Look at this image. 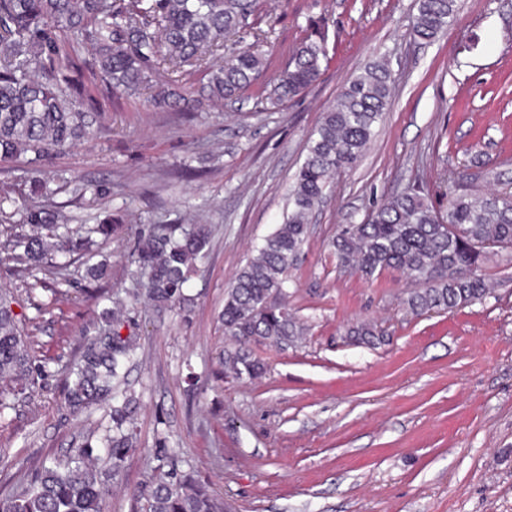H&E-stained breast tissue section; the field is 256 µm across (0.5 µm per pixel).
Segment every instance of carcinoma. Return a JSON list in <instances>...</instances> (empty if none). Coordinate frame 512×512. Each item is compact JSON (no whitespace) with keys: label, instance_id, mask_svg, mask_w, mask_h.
I'll return each instance as SVG.
<instances>
[{"label":"carcinoma","instance_id":"1","mask_svg":"<svg viewBox=\"0 0 512 512\" xmlns=\"http://www.w3.org/2000/svg\"><path fill=\"white\" fill-rule=\"evenodd\" d=\"M457 0H417L414 31L433 40L457 11ZM258 0H0V160L36 164L29 191L47 190L42 168L89 140L104 107L147 91L154 106L169 112H199L212 104L254 95L282 104L305 92L328 64L325 36L304 40L284 70L266 78L274 45L255 27ZM254 41L228 48L226 41ZM196 74L206 82L194 88ZM387 63L375 60L351 80L325 110L294 174L287 220L264 240L240 268L224 298V332L239 348L224 353V366L238 377L260 375L264 364L245 345L253 340L286 347L300 326L288 306L273 298L284 291L288 271L309 235V216L333 188L336 174L357 167L375 125L392 97ZM467 169L449 173L448 204L438 210L415 187L390 196L361 221L333 239L341 266L366 280L385 270H403L416 288L405 300L415 316L450 311L487 295L477 274L480 260L495 250L512 251V190L472 191L463 185ZM22 189L0 185V235L8 249L0 263L13 268L28 294L38 289L47 310L57 300L56 282L36 276L58 254L90 259L94 236L112 235V217L88 227L69 228L58 209L27 207L22 223L3 208ZM208 231L194 225L175 236L158 226L140 240L136 259L149 269L145 295L164 306L184 300L192 262L205 249ZM12 297L0 291V411L7 395L29 394L40 371L29 355L22 321ZM105 325L83 338L66 372L65 403L74 415L117 397L119 370L134 353L131 337L120 333L112 311ZM367 344L380 341L372 324L349 329ZM136 401L112 406V432L86 441L65 461L42 464L26 488L0 499V512H99L134 451L127 429ZM138 512H224L208 486L180 468L172 456L158 464L134 492Z\"/></svg>","mask_w":512,"mask_h":512}]
</instances>
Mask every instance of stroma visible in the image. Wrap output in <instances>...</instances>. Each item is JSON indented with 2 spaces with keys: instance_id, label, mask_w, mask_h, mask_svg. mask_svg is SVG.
Segmentation results:
<instances>
[{
  "instance_id": "stroma-1",
  "label": "stroma",
  "mask_w": 512,
  "mask_h": 512,
  "mask_svg": "<svg viewBox=\"0 0 512 512\" xmlns=\"http://www.w3.org/2000/svg\"><path fill=\"white\" fill-rule=\"evenodd\" d=\"M273 20L272 72L306 32L325 27L328 65L305 94L282 105H219L185 115L132 97L107 113L96 137L47 169L52 200L72 224L116 218L98 255L102 285L139 348L124 388L138 402L136 450L101 512H136L131 494L157 456L174 455L228 512H512V257L488 255L481 301L411 315L412 287L389 269L368 281L339 265L332 240L409 185L447 200L442 179L477 159L512 178V0H460L430 42L414 33L416 0H262ZM386 58L391 104L359 166L339 174L313 214L280 302L302 327L287 347L250 343L265 365L254 379L224 369L237 344L221 312L234 274L287 212L306 143L342 87ZM192 175H184V168ZM69 178L61 186L60 178ZM109 194L82 198L74 182ZM207 225L209 242L184 285V304L160 311L140 292L134 252L154 225ZM71 259L63 293L38 312L14 291L43 372L32 400L0 415V476L25 488L42 461L64 459L110 426L109 408L71 415L65 369L94 335L102 303ZM368 321L375 346L347 333Z\"/></svg>"
}]
</instances>
